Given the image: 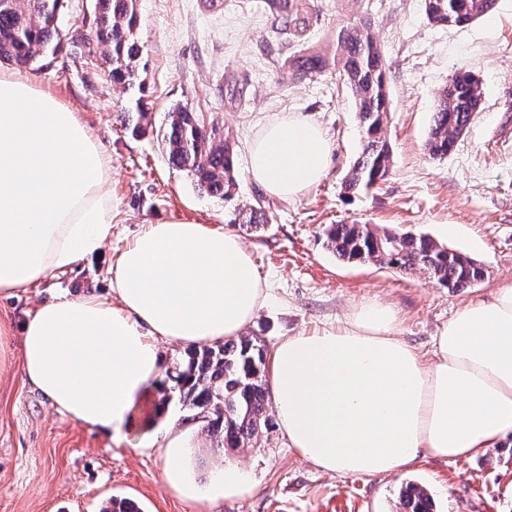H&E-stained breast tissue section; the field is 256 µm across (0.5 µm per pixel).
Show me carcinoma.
<instances>
[{
    "mask_svg": "<svg viewBox=\"0 0 512 512\" xmlns=\"http://www.w3.org/2000/svg\"><path fill=\"white\" fill-rule=\"evenodd\" d=\"M495 0H424L429 22L454 26L484 16ZM266 10L297 42L305 40L312 20L311 0H265ZM61 0H0V62L28 66L60 46L57 25ZM101 27L93 30L96 50L109 65L112 83L127 89L141 86L131 61L140 54L135 41L140 24L137 0H94ZM288 72L308 76L336 66L345 74L357 109L362 150L344 180L354 195L384 181L392 162L385 135L390 119L387 69L371 26L343 27L336 56L304 52L286 62ZM481 103L480 82L462 70L454 72L438 94L425 149L433 159L448 156ZM163 143L169 165L186 173L195 185L233 207L231 224L244 210L234 204L238 172L233 149L204 117L177 106L167 113ZM336 257L347 262L387 266L404 272L424 271L450 290L482 281L484 267L439 243L428 234L379 229L373 224H330L325 230ZM264 348L249 336L217 347L191 348L173 380L183 398L207 418V432L218 448H245L266 424L268 387ZM403 512H432L426 490L409 485L402 495Z\"/></svg>",
    "mask_w": 512,
    "mask_h": 512,
    "instance_id": "obj_1",
    "label": "carcinoma"
}]
</instances>
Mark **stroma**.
<instances>
[{"mask_svg":"<svg viewBox=\"0 0 512 512\" xmlns=\"http://www.w3.org/2000/svg\"><path fill=\"white\" fill-rule=\"evenodd\" d=\"M304 43L276 32L263 0H138L142 90L86 76L71 47L26 66L37 85L78 113L112 157L109 190L117 207L103 252L18 296L0 298V321L13 330L0 357V512H101L129 498L143 512H197L164 480L165 437L187 432L194 473L207 483L231 462L249 494L211 504L209 512H400L406 483L425 487L436 512H512V436L468 460L426 457L391 475L326 473L302 459L269 416L251 446L215 449L205 423L170 378L185 346H160L162 370L136 401L121 442L57 412L19 373V332L28 311L61 294H106L113 256L143 225L190 220L228 227L251 252L270 294L247 335L266 349L282 339L336 326L362 304L390 305L399 334L430 354L458 308L512 287V0L465 26L427 21L423 0H314ZM372 21L387 66L393 163L386 179L355 195L343 179L361 150L356 108L343 73L331 67L303 79L283 63L300 50L336 52V32ZM481 83L478 112L447 158H430L425 140L440 90L457 69ZM149 115L132 133L129 113ZM176 105L202 113L233 145L240 206L263 200L271 224H229L224 201L169 166L162 136ZM295 113L323 130L330 162L319 183L293 199L267 196L247 172L248 146L277 116ZM375 224L426 233L483 263L487 275L455 292L422 271L348 264L327 248L330 224ZM454 225V235L444 233ZM166 402L170 417L156 415Z\"/></svg>","mask_w":512,"mask_h":512,"instance_id":"stroma-1","label":"stroma"}]
</instances>
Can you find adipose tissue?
<instances>
[{
    "mask_svg": "<svg viewBox=\"0 0 512 512\" xmlns=\"http://www.w3.org/2000/svg\"><path fill=\"white\" fill-rule=\"evenodd\" d=\"M322 129L295 114L248 147L252 181L291 199L325 175ZM112 159L76 112L27 75L0 71V297L99 255L116 206ZM107 295H60L28 313L20 372L58 412L121 437L161 371L159 344L240 336L267 284L232 232L192 221L147 224L113 258ZM388 305L278 342L271 390L283 434L327 473L381 475L421 457L469 458L512 434V288L460 308L424 357ZM164 453L168 488L203 508L251 490L228 464L202 486L182 434Z\"/></svg>",
    "mask_w": 512,
    "mask_h": 512,
    "instance_id": "ef3b65f1",
    "label": "adipose tissue"
}]
</instances>
